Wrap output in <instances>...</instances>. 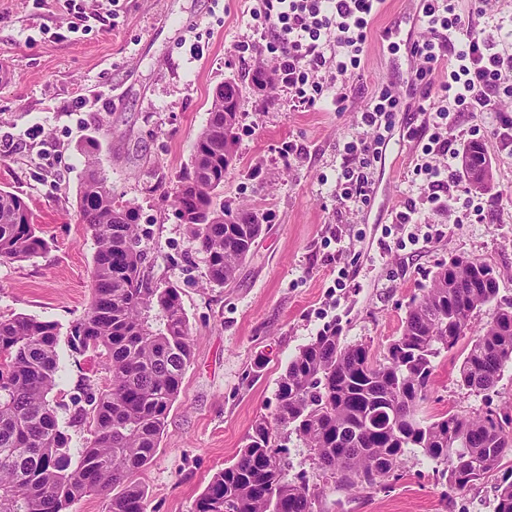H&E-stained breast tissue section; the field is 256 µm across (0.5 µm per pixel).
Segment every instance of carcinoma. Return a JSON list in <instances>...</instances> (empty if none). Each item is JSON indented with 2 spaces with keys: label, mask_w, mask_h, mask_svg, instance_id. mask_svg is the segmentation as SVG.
I'll use <instances>...</instances> for the list:
<instances>
[{
  "label": "carcinoma",
  "mask_w": 512,
  "mask_h": 512,
  "mask_svg": "<svg viewBox=\"0 0 512 512\" xmlns=\"http://www.w3.org/2000/svg\"><path fill=\"white\" fill-rule=\"evenodd\" d=\"M240 92L217 88L191 166L172 192L178 219L206 256L207 283L230 282L263 231L264 215L217 204L224 173L236 160ZM77 204L96 242L92 295L71 326L68 345L91 352L111 374L90 393L91 411L73 401L61 420L51 394L61 371L60 327L26 314L0 318V512H72L90 494L106 512H147L137 475L153 460L170 410L193 359L189 320L177 289L144 270L139 214L112 195L88 156ZM46 248L22 198L0 189V262ZM499 273L472 258L438 267L414 302L400 336L374 360L329 323L290 359L277 381L273 419H258L237 459L216 472L194 512H329L326 488L382 487L410 448L444 465L448 486L464 492L512 456V417L445 413L422 406L435 359L471 330L473 314L494 305L459 367L462 386L480 393L512 363V300L499 295ZM89 423L91 438L72 448L69 429ZM308 448L323 484L288 478L291 437ZM494 512H512V481L498 487Z\"/></svg>",
  "instance_id": "obj_1"
}]
</instances>
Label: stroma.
Returning a JSON list of instances; mask_svg holds the SVG:
<instances>
[{
	"instance_id": "1",
	"label": "stroma",
	"mask_w": 512,
	"mask_h": 512,
	"mask_svg": "<svg viewBox=\"0 0 512 512\" xmlns=\"http://www.w3.org/2000/svg\"><path fill=\"white\" fill-rule=\"evenodd\" d=\"M252 0H0V137L17 145L0 157V189L19 195L44 232L45 252L0 263V317L27 314L62 330L83 314L91 293L95 240L80 224L76 197L87 155H95L119 202L140 214L144 266L176 287L187 313L193 359L157 453L141 474L147 512H193L213 474L232 463L254 422L273 417L277 380L289 359L322 327L340 322L348 343L382 354L412 306L453 255L493 265L499 296L512 299V135L503 113L460 116L457 144L484 141L491 190L474 191L481 215L463 205L467 180L430 209L413 169L419 121L397 113L376 192L356 209L336 198L340 150L358 132L357 115L379 88L402 87L412 68L406 42L422 26L401 20L406 0H388L373 20L360 76L350 78L345 111L332 94L298 103L285 88L262 91L254 74L270 56L242 59L236 42L252 38ZM401 24L393 44L381 43ZM234 80L241 94L237 157L219 199L230 209L265 215L264 231L233 282H206V258L181 224L169 193L190 164L209 120L216 89ZM301 157L286 165L288 147ZM413 202L427 242L412 246L394 223ZM345 288H337V276ZM61 380L53 392L67 417L80 383L104 385L99 359L61 345ZM462 348L435 360L425 410L512 414V365L497 385L476 393L457 381ZM419 450L402 458L387 487L337 491L343 512H494L498 474L465 492L441 478Z\"/></svg>"
}]
</instances>
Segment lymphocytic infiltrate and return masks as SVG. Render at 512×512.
Wrapping results in <instances>:
<instances>
[{
  "instance_id": "obj_1",
  "label": "lymphocytic infiltrate",
  "mask_w": 512,
  "mask_h": 512,
  "mask_svg": "<svg viewBox=\"0 0 512 512\" xmlns=\"http://www.w3.org/2000/svg\"><path fill=\"white\" fill-rule=\"evenodd\" d=\"M383 0H255L250 10L256 39L243 40L234 47L238 56L270 55L274 61L277 86L288 89L302 102L312 104L326 88L337 91L344 102L343 88L348 78L361 69L370 24ZM420 22L425 39L409 46L419 60L415 75L420 81L437 69L446 54H453L446 79L438 88V105L420 129L423 159L416 165L423 175V195L427 204L438 208L453 179L459 151L448 130L462 114L488 111L489 90L512 94L504 84L512 73V53L471 31L457 11V0H422ZM332 36L337 56L324 53L325 36ZM332 69L330 84L316 82L317 73ZM412 108L410 98L381 88L357 121L359 131L343 147L337 178V194L342 203L367 204L375 184V171L388 142L386 133L394 125L396 113Z\"/></svg>"
}]
</instances>
